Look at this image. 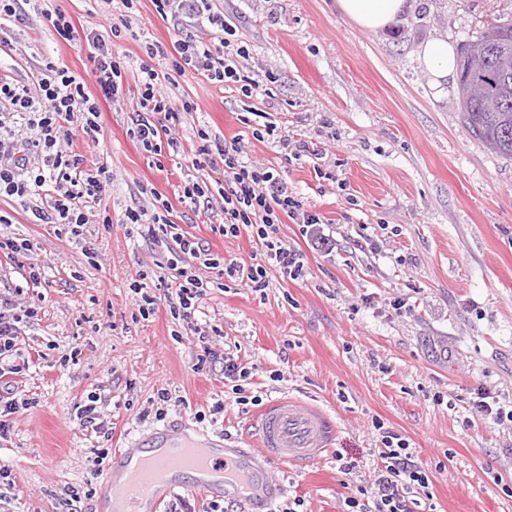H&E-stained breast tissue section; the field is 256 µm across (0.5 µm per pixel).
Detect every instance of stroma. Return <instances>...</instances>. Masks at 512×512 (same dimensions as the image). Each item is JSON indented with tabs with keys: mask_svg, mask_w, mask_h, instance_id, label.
<instances>
[{
	"mask_svg": "<svg viewBox=\"0 0 512 512\" xmlns=\"http://www.w3.org/2000/svg\"><path fill=\"white\" fill-rule=\"evenodd\" d=\"M210 5L249 49L243 73L259 81L273 74L266 93L249 99L192 73L164 84L170 100L199 109L176 126L177 156L157 159L131 136L130 105L103 103L98 142L78 149L107 168L111 183L83 238L30 223L29 210L0 198L9 218L0 234L30 244L21 262L0 261V295L20 288L39 308L11 358L21 368L17 397L28 405L0 439V466L12 474L11 484L0 483V512H97L114 450L181 422L192 436L261 455L254 417L282 395L321 405L337 434L319 463L270 464L277 512L296 498L298 512H342L380 462L378 422L426 465L435 512H512V425L470 409L480 386L512 401V160L466 132L457 84L437 92L419 60L427 39L461 46L511 16L512 0H418L407 19L377 32L340 14L336 0ZM56 7L88 32H109L121 19L105 0H36L27 26L0 23L11 44L0 76L31 82L52 56L84 73L88 45L58 41L42 15ZM128 14L135 34L113 39L112 49L126 61L130 87L149 60L146 45L206 38L186 18H160L151 0H134ZM268 121L274 135L257 141L253 130ZM201 128L241 138L250 160L284 167L289 191L321 214L329 245L314 247L302 225H281L305 255L304 277L270 270L269 288L258 293L201 269L212 286L186 322L171 317L170 292L158 281L174 257L171 239L142 236L123 217L155 188L179 233L212 257L251 263L248 235L224 237L220 215L178 200ZM281 136L319 151L283 165ZM33 265L45 277L36 289L26 286ZM144 294L158 303L154 315L139 310ZM193 323L209 329L206 342ZM206 344L249 370L245 401L220 369L198 362ZM161 389L170 394L162 419ZM91 392L102 397L111 434L87 432L75 419ZM218 402L223 412L212 413ZM340 454L356 461L353 475L339 473ZM72 489L79 502H70Z\"/></svg>",
	"mask_w": 512,
	"mask_h": 512,
	"instance_id": "stroma-1",
	"label": "stroma"
}]
</instances>
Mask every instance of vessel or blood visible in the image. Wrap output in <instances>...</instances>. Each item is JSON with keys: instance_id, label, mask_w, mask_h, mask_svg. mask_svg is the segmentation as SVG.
Returning <instances> with one entry per match:
<instances>
[{"instance_id": "obj_1", "label": "vessel or blood", "mask_w": 512, "mask_h": 512, "mask_svg": "<svg viewBox=\"0 0 512 512\" xmlns=\"http://www.w3.org/2000/svg\"><path fill=\"white\" fill-rule=\"evenodd\" d=\"M336 434V425L320 408L283 398L267 403L256 419L262 450L227 453L222 442L183 438L154 455L141 450L117 454L104 476L112 488L125 475L123 501L113 512H161L167 499L184 494H211L232 486L246 502L270 504L263 490L269 485L267 463L305 465L322 459Z\"/></svg>"}]
</instances>
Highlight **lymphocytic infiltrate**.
Instances as JSON below:
<instances>
[{
  "label": "lymphocytic infiltrate",
  "mask_w": 512,
  "mask_h": 512,
  "mask_svg": "<svg viewBox=\"0 0 512 512\" xmlns=\"http://www.w3.org/2000/svg\"><path fill=\"white\" fill-rule=\"evenodd\" d=\"M160 16L185 15L200 27L226 31L221 15L212 13L208 0H152ZM57 38L65 43L86 39L91 52L90 65L77 74L63 62L45 60L33 85L18 84L0 77V197L32 203L35 223L55 224L81 236L90 221L88 205L100 200L110 177L104 168L91 169L84 155L76 152L77 137L97 139L101 125V101L128 98L137 114L133 136L147 152L159 153L162 136L175 130L184 112L196 111V102L173 104L161 91L163 82L194 72L208 79L235 87L243 96L253 97L258 80L242 74L238 61L248 57L246 46L231 47L226 38L218 42L178 41L167 48L147 45L150 59H160V67L142 66L136 88L123 84L121 57L108 47L103 35L80 34L70 17L57 9L44 14ZM192 167L196 177L180 187V202L211 209L220 199L224 216L219 226L224 237L249 233L259 262L245 265L237 260L208 257L198 242L176 233L172 239L180 254L191 259V266L169 263L159 280L174 291L170 309L174 316L190 319L209 286L196 268L220 269L241 286L261 292L268 288L270 269L292 278L305 273L304 255L280 235L283 222L312 228L321 224L319 213L301 197L290 192L281 170L247 160L239 140L221 141L199 132ZM223 171L224 185L211 190L204 171ZM38 317L32 306H18L16 300L0 296V439L7 438L12 415L19 402L7 375L18 373L8 364L22 334L25 321ZM378 456L381 466L369 482L358 485L354 496L344 501V512H421L420 491L428 489L429 476L408 442L391 431H381Z\"/></svg>",
  "instance_id": "lymphocytic-infiltrate-1"
}]
</instances>
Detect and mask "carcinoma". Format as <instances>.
<instances>
[{
    "label": "carcinoma",
    "mask_w": 512,
    "mask_h": 512,
    "mask_svg": "<svg viewBox=\"0 0 512 512\" xmlns=\"http://www.w3.org/2000/svg\"><path fill=\"white\" fill-rule=\"evenodd\" d=\"M480 48L491 64L474 70L469 54ZM460 55L458 103L465 130L493 152L512 159V18L462 44Z\"/></svg>",
    "instance_id": "1"
}]
</instances>
